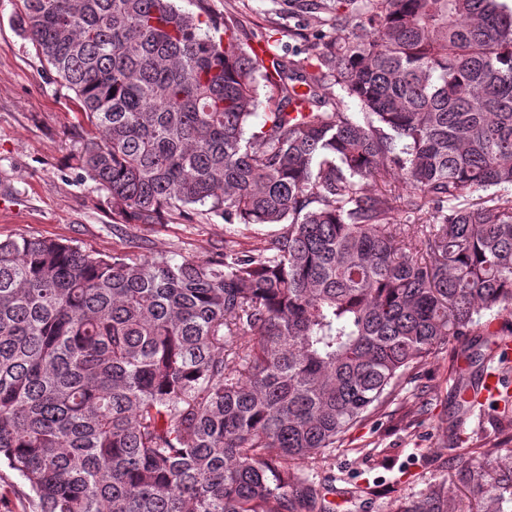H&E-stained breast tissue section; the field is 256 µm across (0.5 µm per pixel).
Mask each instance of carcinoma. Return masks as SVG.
I'll return each mask as SVG.
<instances>
[{"instance_id":"1","label":"carcinoma","mask_w":512,"mask_h":512,"mask_svg":"<svg viewBox=\"0 0 512 512\" xmlns=\"http://www.w3.org/2000/svg\"><path fill=\"white\" fill-rule=\"evenodd\" d=\"M276 2L328 15L316 63L173 0H21L116 226L224 218L204 259L0 239V464L28 512H332L295 463L512 311V6Z\"/></svg>"}]
</instances>
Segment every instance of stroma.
<instances>
[{"mask_svg": "<svg viewBox=\"0 0 512 512\" xmlns=\"http://www.w3.org/2000/svg\"><path fill=\"white\" fill-rule=\"evenodd\" d=\"M182 12L216 28L232 19L242 43L278 31L281 51L302 47V34L320 29L316 14L280 15L274 0H176ZM17 0H0V238L48 237L83 250L149 255L177 250L206 258L224 245L223 219L199 210L166 224H129L112 230L103 192L70 166L83 118L74 94L62 86L15 25ZM488 353L478 334L449 339L402 380L388 400L348 435L324 468L299 469L327 484L335 512H396L438 480L451 487L448 512H491L488 496H474L470 475L482 459L463 454L462 442L497 439L494 476L512 477V434L500 428L502 405L458 417L454 376L481 374L472 350Z\"/></svg>", "mask_w": 512, "mask_h": 512, "instance_id": "35a3bbf8", "label": "stroma"}]
</instances>
